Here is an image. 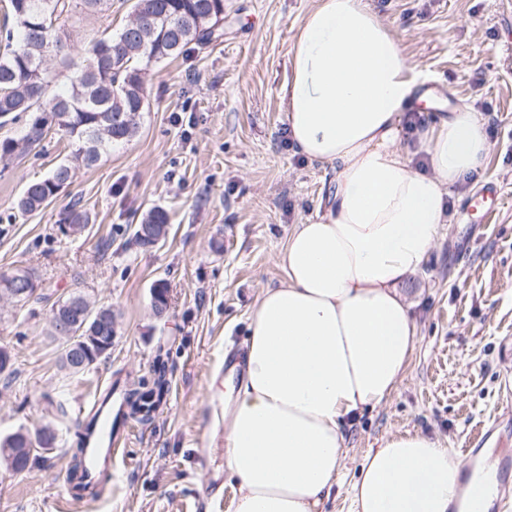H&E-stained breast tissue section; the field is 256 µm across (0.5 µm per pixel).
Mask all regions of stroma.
<instances>
[{"mask_svg": "<svg viewBox=\"0 0 512 512\" xmlns=\"http://www.w3.org/2000/svg\"><path fill=\"white\" fill-rule=\"evenodd\" d=\"M402 39L437 109L473 104L487 122L482 170L455 187L454 216L423 269L405 286L417 325L397 392L347 428L344 468L324 512H354L349 496L364 454L417 431L468 462L470 449L499 465L512 457V0H369ZM224 36L175 59L144 65L148 107L136 136L80 168L46 208L25 213V184L47 177L71 149L50 132L40 146L0 161V273L29 270L40 300L0 302V346L16 374L0 381V437L50 426L51 450L21 474L0 463V512H233L223 449L224 353L244 347L252 306L283 274L276 255L291 225L323 214L336 171L296 152L281 89L295 29L312 0H225ZM132 0L75 13L70 52L121 28ZM497 185L503 207L474 201ZM89 216L77 235L65 205ZM170 214L165 241L132 244L151 207ZM167 287L156 315L152 289ZM111 307L118 334L107 357L76 376L60 369L46 336L51 303L73 291ZM168 354L165 403L133 424L115 477L97 499L66 491L67 433L81 404L114 380L135 387ZM67 417H56L51 402Z\"/></svg>", "mask_w": 512, "mask_h": 512, "instance_id": "obj_1", "label": "stroma"}]
</instances>
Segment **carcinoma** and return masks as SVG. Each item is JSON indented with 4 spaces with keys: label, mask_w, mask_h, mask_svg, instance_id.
<instances>
[{
    "label": "carcinoma",
    "mask_w": 512,
    "mask_h": 512,
    "mask_svg": "<svg viewBox=\"0 0 512 512\" xmlns=\"http://www.w3.org/2000/svg\"><path fill=\"white\" fill-rule=\"evenodd\" d=\"M15 28L5 31L0 52V125L30 114L29 123L18 138L0 139V160L22 155L41 143L50 131L62 132L71 146L70 160L58 164L51 175L29 182L18 208L40 211L56 197L58 189L70 183L74 170L90 168L112 149V144L129 141L138 131V118L147 105V90L140 64L182 54L192 45L205 47L224 36V0H133L132 15L149 20L141 26L125 24L115 34L92 39L82 61L76 63L63 54L70 41L67 21L72 12H97L109 0H8ZM68 71L67 82L54 90L59 70ZM88 221L77 204L67 206L64 222L77 230ZM169 233V214L158 206L150 208L134 226L136 245L148 247V239L164 241ZM32 274L18 269L0 274V297L25 305L35 300ZM69 315L74 330L101 336L107 345L117 330L112 308L97 307L88 295L74 291L56 301ZM61 368L70 375L85 372L97 359L109 353L101 349L78 368L68 342H62ZM167 392L165 370L158 371L153 386L143 385L126 393L129 414L148 417ZM55 434L49 429L34 434L24 428L0 439V458L12 459L11 470H27L39 450L50 448ZM83 433H78L69 469L70 490L77 499L95 493L85 482L82 470ZM28 452L14 457L13 449Z\"/></svg>",
    "instance_id": "obj_1"
}]
</instances>
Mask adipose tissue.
<instances>
[{
  "label": "adipose tissue",
  "instance_id": "adipose-tissue-1",
  "mask_svg": "<svg viewBox=\"0 0 512 512\" xmlns=\"http://www.w3.org/2000/svg\"><path fill=\"white\" fill-rule=\"evenodd\" d=\"M313 2L281 98L292 143L334 166L336 186L318 221L292 226L284 280L251 313L223 435L233 512H322L347 424L387 401L410 363L417 326L400 287L449 223L453 187L489 152L484 116L462 105L416 129L429 168H415L400 140L421 73L398 33L368 0ZM493 495L411 431L370 449L352 484L355 512H470Z\"/></svg>",
  "mask_w": 512,
  "mask_h": 512
}]
</instances>
